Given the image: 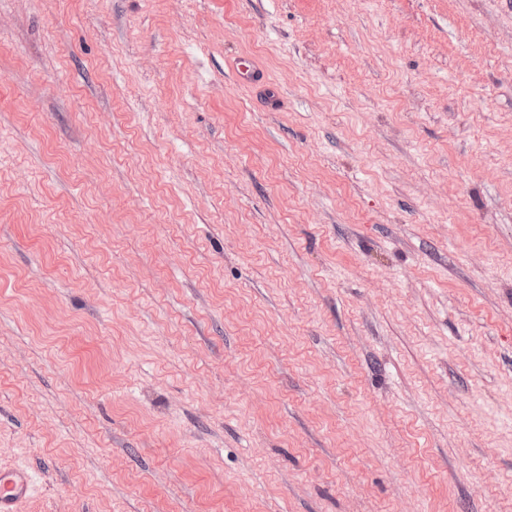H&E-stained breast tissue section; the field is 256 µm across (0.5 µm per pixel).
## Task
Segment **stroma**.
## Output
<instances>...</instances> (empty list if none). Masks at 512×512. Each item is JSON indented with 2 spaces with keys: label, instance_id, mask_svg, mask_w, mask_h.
I'll list each match as a JSON object with an SVG mask.
<instances>
[{
  "label": "stroma",
  "instance_id": "obj_1",
  "mask_svg": "<svg viewBox=\"0 0 512 512\" xmlns=\"http://www.w3.org/2000/svg\"><path fill=\"white\" fill-rule=\"evenodd\" d=\"M13 466L21 512H512V0H0ZM235 75L245 84L258 85L264 82V72L258 63L247 57H239L234 62Z\"/></svg>",
  "mask_w": 512,
  "mask_h": 512
}]
</instances>
